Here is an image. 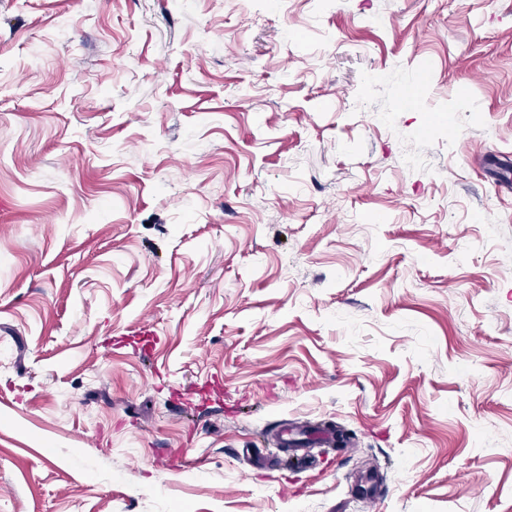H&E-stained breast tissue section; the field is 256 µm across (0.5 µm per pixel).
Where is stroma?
<instances>
[{
    "label": "stroma",
    "instance_id": "obj_1",
    "mask_svg": "<svg viewBox=\"0 0 512 512\" xmlns=\"http://www.w3.org/2000/svg\"><path fill=\"white\" fill-rule=\"evenodd\" d=\"M0 199V512H512V0H0ZM319 439L321 441L334 444V437L327 431L308 432L297 428H285L281 434V444L288 446H298L300 441H310Z\"/></svg>",
    "mask_w": 512,
    "mask_h": 512
}]
</instances>
